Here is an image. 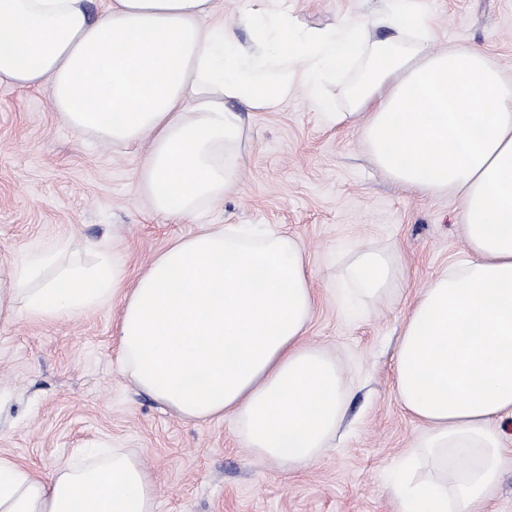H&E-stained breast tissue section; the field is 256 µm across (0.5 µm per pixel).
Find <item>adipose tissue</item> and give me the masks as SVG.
Segmentation results:
<instances>
[{"mask_svg":"<svg viewBox=\"0 0 512 512\" xmlns=\"http://www.w3.org/2000/svg\"><path fill=\"white\" fill-rule=\"evenodd\" d=\"M220 0H0V83L44 88L63 122L110 147L146 144L136 171L174 222L222 203L247 157L235 101L271 112L297 93L324 105L346 79L339 126L357 127L373 163L424 196H456L466 259L433 277L397 340V398L427 431L423 469L394 487L397 512H476L502 477L500 423L512 416V83L474 48L434 49L421 0H383L375 22L303 28L287 13L243 20ZM390 29L371 39L370 25ZM67 246L0 277V316L75 318L120 301L121 370L180 418H231L261 460L315 463L348 396L336 358L305 343L315 294L303 246L275 229L205 224L173 240L135 282L106 253ZM397 257L358 251L345 268L372 304ZM155 481L115 448L41 477L0 454V512H154Z\"/></svg>","mask_w":512,"mask_h":512,"instance_id":"ef3b65f1","label":"adipose tissue"}]
</instances>
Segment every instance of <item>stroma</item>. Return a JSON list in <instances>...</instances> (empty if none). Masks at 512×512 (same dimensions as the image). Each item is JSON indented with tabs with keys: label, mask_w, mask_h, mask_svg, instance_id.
<instances>
[{
	"label": "stroma",
	"mask_w": 512,
	"mask_h": 512,
	"mask_svg": "<svg viewBox=\"0 0 512 512\" xmlns=\"http://www.w3.org/2000/svg\"><path fill=\"white\" fill-rule=\"evenodd\" d=\"M240 18L262 8L306 28L370 19L380 0H223ZM433 44L469 45L512 80V0H424ZM248 162L222 205L181 223L151 211L135 171L144 147L114 149L63 125L43 89L0 83V275L16 260L68 244L71 255L114 252L129 277L202 224L287 232L305 248L317 293L308 343L335 352L351 379L344 422L302 469L258 460L230 419L185 421L125 378L117 364L119 309L58 322L0 319V454L41 475L100 447L134 451L158 482L154 512H396L391 484L425 428L393 382L400 326L421 286L467 247L461 204L388 180L358 130L331 125L304 94L273 112H247ZM398 251L402 290L350 308L339 290L351 254Z\"/></svg>",
	"instance_id": "obj_1"
}]
</instances>
